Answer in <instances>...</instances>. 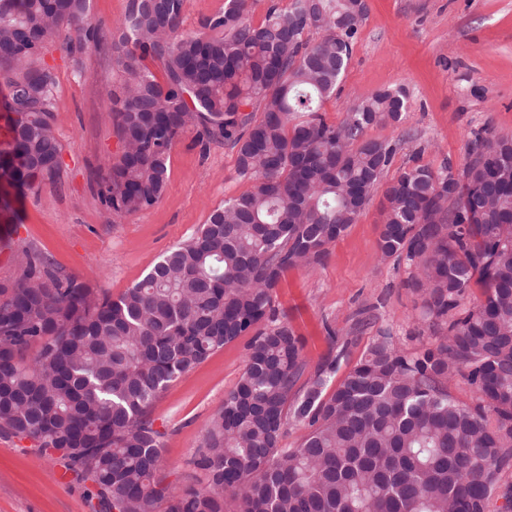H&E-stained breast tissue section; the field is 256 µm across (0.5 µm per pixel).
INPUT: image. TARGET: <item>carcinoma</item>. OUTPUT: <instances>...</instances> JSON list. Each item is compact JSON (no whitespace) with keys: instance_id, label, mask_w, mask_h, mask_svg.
<instances>
[{"instance_id":"cac0c4a2","label":"carcinoma","mask_w":512,"mask_h":512,"mask_svg":"<svg viewBox=\"0 0 512 512\" xmlns=\"http://www.w3.org/2000/svg\"><path fill=\"white\" fill-rule=\"evenodd\" d=\"M185 0H128L108 35L89 0H0V245L15 233L13 196L58 180L55 76L46 44L63 28L104 44L120 83L103 92L123 142L98 197L114 218L164 195L167 161L192 135L228 143L252 189L224 201L118 298L24 252L0 287V432L61 451L110 512H512V135L471 142L469 160L416 165L385 179L399 144L367 136L395 125L407 93L359 100L328 124L366 0H250L181 31ZM163 66L158 80L149 63ZM382 258L416 268L432 341L407 351L379 332L333 383L346 348L312 373L274 305L288 269L314 267L379 187ZM482 297L473 301V288ZM241 336V377L206 426L200 488L161 475L153 404ZM461 377L475 402L451 391ZM307 429L282 447L288 426Z\"/></svg>"}]
</instances>
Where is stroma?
<instances>
[{
	"instance_id": "35a3bbf8",
	"label": "stroma",
	"mask_w": 512,
	"mask_h": 512,
	"mask_svg": "<svg viewBox=\"0 0 512 512\" xmlns=\"http://www.w3.org/2000/svg\"><path fill=\"white\" fill-rule=\"evenodd\" d=\"M368 12L336 94L321 108L336 124L351 103L387 88H403L399 124L375 126L369 137L399 142L393 168L451 163L462 170L472 134L512 135V0H367ZM63 29L50 40L45 63L56 76L55 115L63 144L56 183L19 193L18 233L0 248V286H11L30 250L95 289L119 296L174 245L207 222L225 200L249 191L229 146L202 150L191 137L173 147L167 189L153 207L112 219L98 198L99 172L122 153V141L102 101L118 74L106 47L67 54ZM383 198L374 195L357 222L328 248L322 264L285 273L276 305L304 339L308 369L332 344L346 348L343 368L364 355L386 330L406 350L428 342L424 311L405 262L382 258L377 246ZM248 337L213 353L173 383L150 415L162 438V472L180 488L200 486L196 465L205 426L238 383ZM93 484L55 451L0 434V512H99Z\"/></svg>"
}]
</instances>
